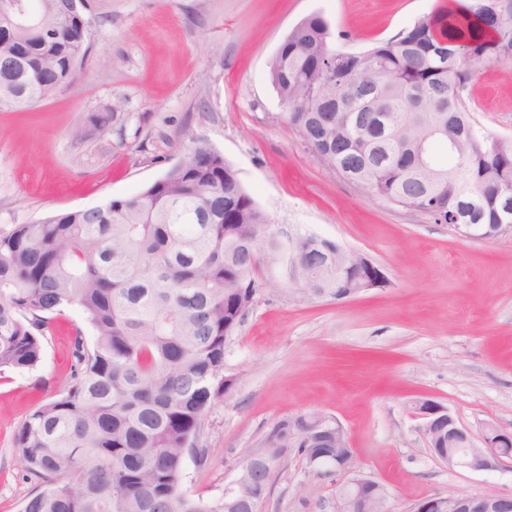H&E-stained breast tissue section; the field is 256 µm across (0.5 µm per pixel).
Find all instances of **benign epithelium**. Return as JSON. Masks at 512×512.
<instances>
[{
    "mask_svg": "<svg viewBox=\"0 0 512 512\" xmlns=\"http://www.w3.org/2000/svg\"><path fill=\"white\" fill-rule=\"evenodd\" d=\"M412 411L419 420L418 430L436 461L475 470H494L506 462L512 463V430L487 423L477 437L456 421L447 405L436 400L428 403L416 400ZM317 416L322 418L318 434L298 423L296 417L284 419L288 423V441L305 445L315 434L325 441L336 438V461L320 455L306 459L307 467L312 472L325 470L343 476L340 486L345 494L336 498V512H373L375 504L386 501V489L359 474L349 476L352 455L344 428L323 412ZM279 452L275 444L261 440L258 448L239 466L238 474L230 483L227 492L237 495L239 501L249 507V512H258V505L265 497L261 493L263 476L266 469L273 468ZM408 512H512V496H433L416 501Z\"/></svg>",
    "mask_w": 512,
    "mask_h": 512,
    "instance_id": "7a95c632",
    "label": "benign epithelium"
}]
</instances>
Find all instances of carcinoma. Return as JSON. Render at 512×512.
<instances>
[{
	"mask_svg": "<svg viewBox=\"0 0 512 512\" xmlns=\"http://www.w3.org/2000/svg\"><path fill=\"white\" fill-rule=\"evenodd\" d=\"M453 24L418 19L390 42L336 49L313 14L277 49L269 79L288 124L315 159L371 195L461 224H512L498 189L512 187V138L486 134L467 85L488 62H512V7L452 0ZM24 27L0 22V107H30L77 78L91 50L68 0H27ZM468 56L456 58L458 41ZM388 113L386 129L369 117ZM355 112L368 117L358 126ZM444 125L448 136L432 134ZM424 143L443 181L416 171ZM297 255L237 171L209 145L140 192L0 229V375L38 366L51 321L79 306L70 376L30 410L12 442L36 492L22 512H235L181 488L185 453L205 413L224 400V351L264 289L293 258L312 299L359 287L354 262L326 260L336 242L304 235Z\"/></svg>",
	"mask_w": 512,
	"mask_h": 512,
	"instance_id": "cac0c4a2",
	"label": "carcinoma"
}]
</instances>
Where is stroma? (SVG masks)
I'll return each instance as SVG.
<instances>
[{"label": "stroma", "mask_w": 512, "mask_h": 512, "mask_svg": "<svg viewBox=\"0 0 512 512\" xmlns=\"http://www.w3.org/2000/svg\"><path fill=\"white\" fill-rule=\"evenodd\" d=\"M440 3L87 0L91 52L78 78L50 100L0 108V227L135 194L195 138L234 166L279 235L335 241L387 274L386 287L341 301L301 298L289 281L258 299L226 345L234 386L206 414L205 455L185 457L189 495L222 499L276 422L317 411L344 427L353 470L387 488L388 512L433 495H512L511 466L435 461L410 410L434 398L473 433L488 422L512 429V236H462L319 163L268 76L279 45L313 13L337 49L361 52ZM467 94L487 132L512 137V65L488 63ZM112 107V126L93 128L91 115ZM76 326L92 332L73 305L38 366L0 378V512H21L32 493L13 436L58 391ZM258 512H336V478L286 449Z\"/></svg>", "instance_id": "1"}]
</instances>
